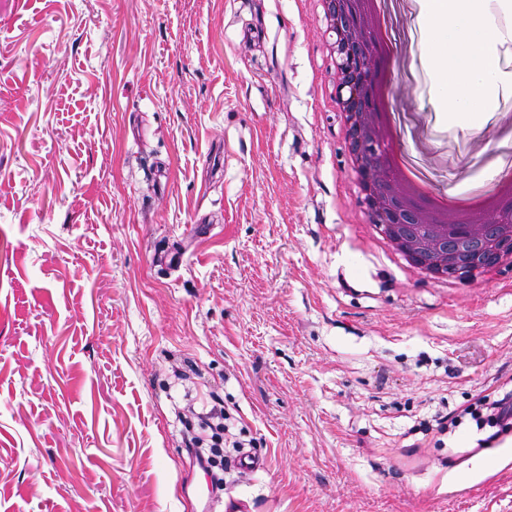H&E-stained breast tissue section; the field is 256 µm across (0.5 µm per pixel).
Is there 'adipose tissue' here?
<instances>
[{
  "label": "adipose tissue",
  "mask_w": 512,
  "mask_h": 512,
  "mask_svg": "<svg viewBox=\"0 0 512 512\" xmlns=\"http://www.w3.org/2000/svg\"><path fill=\"white\" fill-rule=\"evenodd\" d=\"M440 36L443 46L433 59L445 75L441 94L449 118L490 111L503 85L497 63L503 38L495 23L474 29L460 20L441 30Z\"/></svg>",
  "instance_id": "1"
}]
</instances>
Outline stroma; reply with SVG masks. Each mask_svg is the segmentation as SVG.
Listing matches in <instances>:
<instances>
[{
    "mask_svg": "<svg viewBox=\"0 0 512 512\" xmlns=\"http://www.w3.org/2000/svg\"><path fill=\"white\" fill-rule=\"evenodd\" d=\"M396 127L442 193L506 156L512 98L440 114L384 0ZM313 0H0V512H185L178 407L224 401L252 512H512V269L435 285L362 222ZM183 255L175 268L161 263ZM487 396L480 398L478 402L475 404V408L473 405H470L462 410L460 415L449 416L448 415V424L446 423L447 417H444L439 420L437 424L438 431L443 433L446 432L447 429L450 432L452 428L457 427L461 424V418L465 415H470L473 417L478 424H484L486 421L491 424L492 427H498L499 429L493 434L489 435L485 439L478 440V445H482L483 443L495 438L500 431H506L512 428V397L504 396L501 399L492 400ZM489 405V406H487ZM481 406L482 408H478ZM486 409V421L483 417L482 410ZM482 427V425H481Z\"/></svg>",
    "mask_w": 512,
    "mask_h": 512,
    "instance_id": "obj_1",
    "label": "stroma"
}]
</instances>
